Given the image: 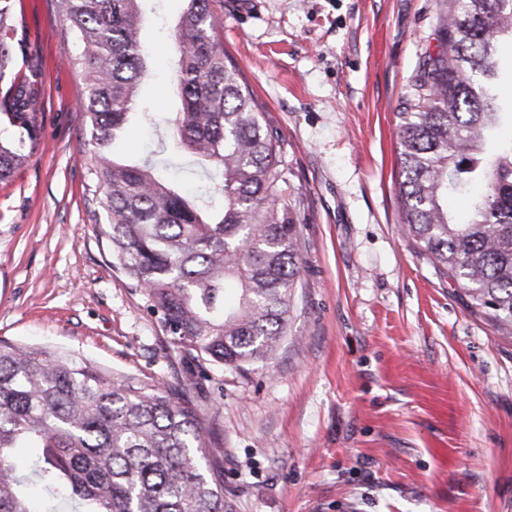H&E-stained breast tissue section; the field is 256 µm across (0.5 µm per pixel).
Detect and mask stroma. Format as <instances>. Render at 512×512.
Instances as JSON below:
<instances>
[{
	"label": "stroma",
	"mask_w": 512,
	"mask_h": 512,
	"mask_svg": "<svg viewBox=\"0 0 512 512\" xmlns=\"http://www.w3.org/2000/svg\"><path fill=\"white\" fill-rule=\"evenodd\" d=\"M181 0H151V114L115 158L156 152L178 100ZM224 51L283 141L299 224L288 334L266 362L202 365L112 265L86 166L83 85L48 0H13L41 69V133L0 183V341L178 387L236 512H512V334L473 312L400 226L399 115L447 51L438 0H214Z\"/></svg>",
	"instance_id": "1"
}]
</instances>
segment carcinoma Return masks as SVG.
I'll return each mask as SVG.
<instances>
[{
    "label": "carcinoma",
    "instance_id": "cac0c4a2",
    "mask_svg": "<svg viewBox=\"0 0 512 512\" xmlns=\"http://www.w3.org/2000/svg\"><path fill=\"white\" fill-rule=\"evenodd\" d=\"M74 46L91 128L88 173L108 224L112 266L144 290L162 331L199 361L264 363L288 334L300 276L298 224L283 202L280 139L240 69L224 55L213 0H183L174 27L180 110L167 130L219 180L192 194L155 164L118 161L112 144L140 115L146 0H49ZM448 52L423 63L417 102L401 113L399 197L406 237L470 300L512 332V106L494 83L512 0H439ZM0 0V121L35 140L44 88ZM22 66H17V56ZM27 160L0 138V182ZM481 189L465 222L448 194ZM202 421L168 385L108 374L71 353L0 342V512H56L30 499L37 478L75 512H235L223 477L203 467ZM41 456L20 467L12 450Z\"/></svg>",
    "mask_w": 512,
    "mask_h": 512
}]
</instances>
